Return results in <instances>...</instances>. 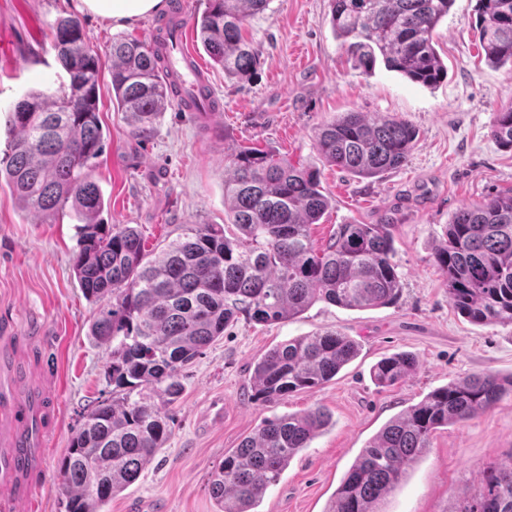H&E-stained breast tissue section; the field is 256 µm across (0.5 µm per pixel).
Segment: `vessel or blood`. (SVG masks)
<instances>
[{
	"label": "vessel or blood",
	"instance_id": "b4317fda",
	"mask_svg": "<svg viewBox=\"0 0 512 512\" xmlns=\"http://www.w3.org/2000/svg\"><path fill=\"white\" fill-rule=\"evenodd\" d=\"M172 41L175 52L167 73L182 88L180 110L198 115L213 111L214 96L204 68L186 47L185 29L176 28ZM49 397V392L40 390L22 399L13 387L0 382V512H7L11 496L22 491L33 468V449L52 412Z\"/></svg>",
	"mask_w": 512,
	"mask_h": 512
}]
</instances>
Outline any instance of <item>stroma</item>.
Returning a JSON list of instances; mask_svg holds the SVG:
<instances>
[{"mask_svg":"<svg viewBox=\"0 0 512 512\" xmlns=\"http://www.w3.org/2000/svg\"><path fill=\"white\" fill-rule=\"evenodd\" d=\"M164 12L122 25L75 15L71 0H0V148L7 116L32 90L59 88L67 75L50 47L49 25L78 16L91 46L102 53L114 36L153 43L170 19L192 25L205 0H166ZM476 0H454L436 29L447 78L429 88L376 66L355 69L330 25V0H270L249 17L244 35L260 52L254 74L234 83L197 39L194 58L205 68L221 106L210 126L170 105L148 133L132 132L112 106L109 78L99 89V119L107 148L93 177L108 201L106 223L141 230L157 251L193 224H227L224 178L231 154L245 146L273 151L319 170L331 205L310 228L324 249L340 224L390 218L399 300L349 310L318 302L271 325L238 320L182 372L180 396L165 407L171 435L140 478L107 512H216L212 472L264 420L325 408L332 424L291 461L269 487L258 512H324L344 474L391 418L429 391L478 373L512 374V325H476L448 299L433 254L447 224L466 205L512 192V151L492 137L496 112L512 106V67L486 63L471 28ZM345 112L395 116L411 124L416 143L405 164L378 179L355 178L326 163L315 146L321 125ZM76 224H54L19 210L0 188V347L10 355L19 395L54 393L37 472L15 512H61L60 460L84 413L108 397L110 349L88 334L96 310L75 278ZM331 328L360 345L358 357L331 381L276 403L252 399L250 366L291 338ZM412 353L417 371L392 387L375 384L381 358ZM512 456V396L474 418L438 429L425 454L380 504L382 512H460L482 486L490 463Z\"/></svg>","mask_w":512,"mask_h":512,"instance_id":"obj_1","label":"stroma"}]
</instances>
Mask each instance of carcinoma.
I'll use <instances>...</instances> for the list:
<instances>
[{
    "label": "carcinoma",
    "instance_id": "carcinoma-1",
    "mask_svg": "<svg viewBox=\"0 0 512 512\" xmlns=\"http://www.w3.org/2000/svg\"><path fill=\"white\" fill-rule=\"evenodd\" d=\"M454 0H331L330 23L354 66L368 74L382 62L409 80L434 87L448 76L434 33ZM269 0H206L193 18L197 38L224 77L252 76L259 50L244 23ZM474 29L485 59L512 65V0H476ZM52 48L68 75L56 93L30 91L15 102L0 156V183L24 211L51 224L77 220L73 271L96 312L89 335L112 349L105 376L112 396L83 416L60 462L57 491L64 512H105L163 449L169 418L163 405L182 391L181 373L243 317L257 324L289 320L318 301L350 310L391 305L400 277L391 261L392 224H340L326 249L315 251L310 226L329 208L320 173L256 147L229 159L224 204L236 232L196 224L156 255L137 228L104 222L107 207L92 172L104 150L98 115L102 64L81 23L50 25ZM110 83L116 109L132 133L148 130L180 87L161 76L162 50L114 38ZM493 135L512 150V106L495 113ZM406 121L345 112L315 134L322 157L358 178L401 167L415 145ZM434 261L448 298L468 321L512 325V194L461 208L446 226ZM351 338L332 330L289 339L261 353L250 383L254 397L275 403L334 378L358 355ZM417 368L395 353L372 378L393 386ZM512 395V375L471 374L428 392L388 421L355 458L325 512H379L442 427L471 419ZM330 421L322 408L265 420L224 455L211 476L218 512H253L292 459ZM460 512H512V458L484 470L482 488Z\"/></svg>",
    "mask_w": 512,
    "mask_h": 512
}]
</instances>
